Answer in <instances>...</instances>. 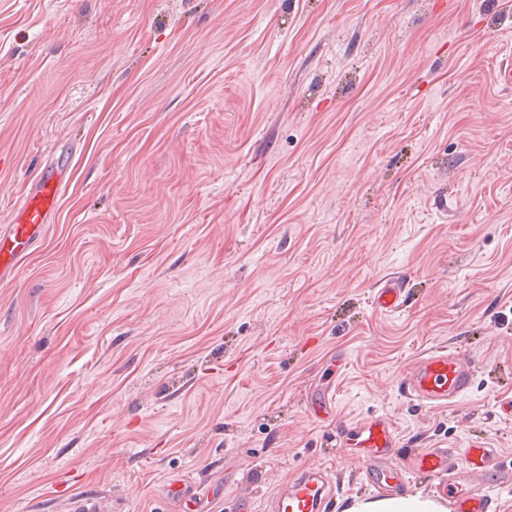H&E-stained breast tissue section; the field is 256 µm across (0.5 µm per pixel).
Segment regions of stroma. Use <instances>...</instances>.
Masks as SVG:
<instances>
[{
    "instance_id": "35a3bbf8",
    "label": "stroma",
    "mask_w": 512,
    "mask_h": 512,
    "mask_svg": "<svg viewBox=\"0 0 512 512\" xmlns=\"http://www.w3.org/2000/svg\"><path fill=\"white\" fill-rule=\"evenodd\" d=\"M510 64L512 0H0V227L70 163L0 283V512H265L323 467L343 512L380 492L330 384L512 467ZM443 349L461 401L407 395ZM403 283L399 279L388 280L374 297V306L381 312H392L400 306ZM475 366L454 351L422 357L404 378L406 391L432 405L456 402L469 388Z\"/></svg>"
}]
</instances>
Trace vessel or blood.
<instances>
[{
    "label": "vessel or blood",
    "instance_id": "vessel-or-blood-1",
    "mask_svg": "<svg viewBox=\"0 0 512 512\" xmlns=\"http://www.w3.org/2000/svg\"><path fill=\"white\" fill-rule=\"evenodd\" d=\"M63 180L55 173L42 174L22 199L14 221L0 231V281L15 277L19 263L32 254L42 239L48 217L59 203ZM403 283L392 279L374 297L378 311L391 312L401 303ZM475 366L454 351H436L422 357L406 375L407 392L433 405L456 402L469 388ZM336 441L348 454L361 456L366 476L372 482H400L403 470L395 450L398 436L385 416H374L354 424L337 423ZM464 466L452 467L448 448H423L411 466L439 476V495L449 498L452 512H494L488 486L512 487V467L496 463V451L475 445L461 449ZM333 489L324 469L306 471L271 499L270 512H327Z\"/></svg>",
    "mask_w": 512,
    "mask_h": 512
}]
</instances>
